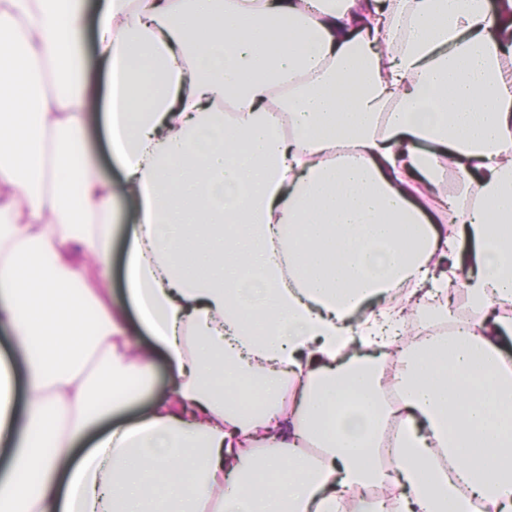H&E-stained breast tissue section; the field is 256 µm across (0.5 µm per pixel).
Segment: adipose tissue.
<instances>
[{
  "label": "adipose tissue",
  "mask_w": 512,
  "mask_h": 512,
  "mask_svg": "<svg viewBox=\"0 0 512 512\" xmlns=\"http://www.w3.org/2000/svg\"><path fill=\"white\" fill-rule=\"evenodd\" d=\"M96 21L102 91L83 0H0V512H512V0ZM100 114L98 113L97 116H94L89 125L88 142L99 158L101 173L112 178L113 183L117 184L120 180V171L113 162L112 166L110 165ZM13 335L11 330L6 327H1L0 330V351L3 350L8 357L12 359L15 364L18 378L23 383L25 375V362L22 350L10 339ZM171 377L166 361L160 358L154 367V379L151 384L150 393L147 397L139 400L129 407L126 414H134L141 411L151 399L166 394L170 389Z\"/></svg>",
  "instance_id": "ef3b65f1"
}]
</instances>
